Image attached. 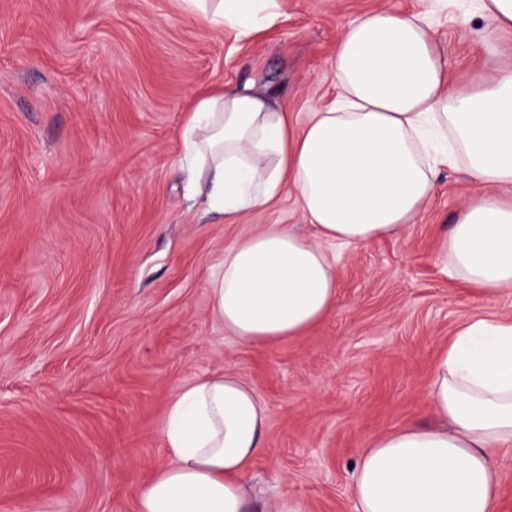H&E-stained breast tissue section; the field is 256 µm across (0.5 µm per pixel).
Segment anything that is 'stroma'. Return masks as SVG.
I'll return each instance as SVG.
<instances>
[{
  "mask_svg": "<svg viewBox=\"0 0 512 512\" xmlns=\"http://www.w3.org/2000/svg\"><path fill=\"white\" fill-rule=\"evenodd\" d=\"M377 10L427 13L452 80L472 84L476 0H283L245 40L179 0H0V512H137L167 462L170 398L217 372L268 409L248 512H354L368 442L434 422L439 349L462 322L512 318V293H472L437 259L481 191L464 162L438 166L399 237L329 248L335 312L266 346L225 336L210 283L247 233L316 229L291 193L223 220L182 170L203 91L272 92L302 125L334 93L343 29Z\"/></svg>",
  "mask_w": 512,
  "mask_h": 512,
  "instance_id": "obj_1",
  "label": "stroma"
}]
</instances>
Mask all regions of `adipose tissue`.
Segmentation results:
<instances>
[{"mask_svg":"<svg viewBox=\"0 0 512 512\" xmlns=\"http://www.w3.org/2000/svg\"><path fill=\"white\" fill-rule=\"evenodd\" d=\"M210 28L248 38L282 0H181ZM492 58L512 33V0H478ZM336 86L301 130L271 94L201 97L185 132L189 181L227 218L292 189L317 241L272 225L224 253L213 310L239 344L298 336L336 303L331 246L412 224L436 191L437 165L463 160L489 193L472 198L440 243V260L485 295L512 292V68L450 83L424 14L374 11L344 29L328 62ZM437 426L373 437L354 472L355 512H499V460L512 452V320L461 325L439 352L430 388ZM268 413L223 373L182 386L166 411L168 465L138 491V512H247L248 476Z\"/></svg>","mask_w":512,"mask_h":512,"instance_id":"1","label":"adipose tissue"}]
</instances>
